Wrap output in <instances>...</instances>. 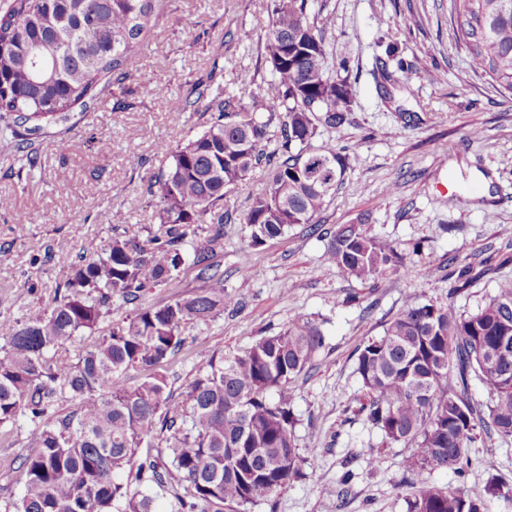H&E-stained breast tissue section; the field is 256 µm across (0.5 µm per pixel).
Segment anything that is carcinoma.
Here are the masks:
<instances>
[{"label": "carcinoma", "instance_id": "cac0c4a2", "mask_svg": "<svg viewBox=\"0 0 512 512\" xmlns=\"http://www.w3.org/2000/svg\"><path fill=\"white\" fill-rule=\"evenodd\" d=\"M160 0H10L0 12V140L21 161L39 163V138L65 127L78 106L137 71ZM458 34L471 65L512 92V0H456ZM265 48L273 79L260 92L224 95L214 82L174 99L180 112L213 113L187 143L162 144L171 163L148 185L159 199L163 233L143 239L144 225L125 224L79 260L54 256L68 270L65 292L49 315L0 319V424L31 423L22 464L25 493L16 512H151V497L117 479L137 449L165 436L168 461L147 456L136 477L160 489L184 487L183 512H251L301 473L293 383L325 345L317 323L297 317L248 349L199 361L177 395L157 368L185 344L187 320L207 321L239 305L211 263L224 241V196L262 160L269 129H280L279 160L243 223L253 245L309 224L341 181L345 159L311 142L319 128L347 122L351 83L325 71L322 28L309 21V0H276ZM326 262L347 279L376 284L403 263L397 246L359 224L329 233ZM196 271L205 288L128 321L80 349L49 355L112 312V299L133 303L148 286ZM506 338L495 359L486 349ZM140 371L131 382L126 374ZM364 390L360 411L387 444L411 447L400 461L412 475L472 468L477 436L512 438V281L475 312L433 302L407 306L358 350ZM479 381L482 402L470 393ZM74 410L52 417L63 402ZM406 512H489L460 490L424 481L405 496Z\"/></svg>", "mask_w": 512, "mask_h": 512}]
</instances>
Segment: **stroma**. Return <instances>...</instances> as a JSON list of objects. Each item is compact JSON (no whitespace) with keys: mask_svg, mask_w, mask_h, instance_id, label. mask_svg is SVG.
Returning a JSON list of instances; mask_svg holds the SVG:
<instances>
[{"mask_svg":"<svg viewBox=\"0 0 512 512\" xmlns=\"http://www.w3.org/2000/svg\"><path fill=\"white\" fill-rule=\"evenodd\" d=\"M310 5L314 20L333 19L325 30L327 72L354 87L348 123L320 132L348 168L315 224L362 223L368 235L397 245L404 264L375 284L347 280L326 263V238L307 224L252 245L239 217L267 185L270 169L259 165L226 194L233 219L213 257L241 304L187 321L185 346L162 372L178 392L202 358L243 351L299 316L315 321L325 346L296 379L293 400L298 446L307 452L302 474L278 495L275 509L262 504L252 512H405L406 449L384 446L358 411L357 350L407 305L433 300L473 312L501 281L512 280V94L471 68L453 0ZM273 7L274 0H162L136 75L113 85L87 116H74L65 132L49 131L35 170L19 174L14 154L0 148V197L12 202L0 210V319L50 313L67 271L48 262V252L80 255L90 244H107L125 223L144 225L145 237L158 234V200L146 186L170 162L160 145L178 130L193 137L210 119L175 110L171 99L209 76L232 94L265 87L272 72L264 34ZM150 84L166 87L167 96L148 94ZM61 172L70 191L57 187ZM22 214L27 222H19ZM464 269L471 282L462 289ZM202 286L189 270L169 286L145 289L136 303L113 300L98 331L61 352L76 356L111 323ZM27 440L26 421L0 424V512H14L24 493ZM367 446L380 449L377 465L358 456ZM352 453L357 477L341 502L334 488ZM469 453L476 463L465 478L435 471L428 481L482 498L488 479L503 476L508 491L489 498V507L512 512V439L494 435Z\"/></svg>","mask_w":512,"mask_h":512,"instance_id":"obj_1","label":"stroma"}]
</instances>
